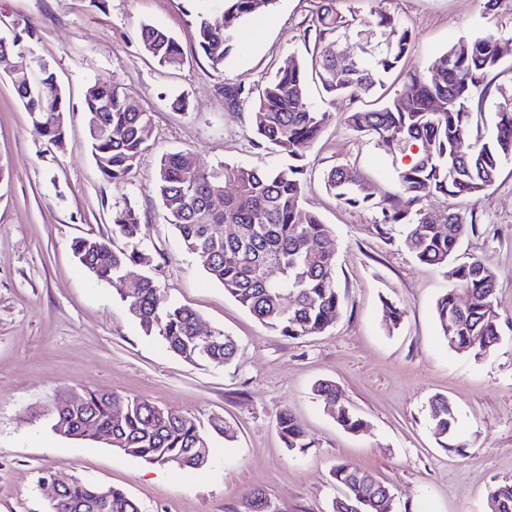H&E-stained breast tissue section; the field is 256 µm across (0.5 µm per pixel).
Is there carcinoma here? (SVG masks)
<instances>
[{"instance_id":"carcinoma-1","label":"carcinoma","mask_w":512,"mask_h":512,"mask_svg":"<svg viewBox=\"0 0 512 512\" xmlns=\"http://www.w3.org/2000/svg\"><path fill=\"white\" fill-rule=\"evenodd\" d=\"M223 3L221 22L213 23L202 14L197 20L198 48L214 67L223 66L236 51L242 22L273 0ZM140 39L160 65L183 63L180 44L164 28L144 23ZM302 39L312 47L307 58L290 60L257 86L224 85L230 107L245 105L254 111L253 145L271 149L288 162L272 168L222 163L201 169L178 151L161 157L155 178L163 219L174 227L185 251L206 257L203 269L211 280L262 325L289 338L326 331L336 322L341 304L336 254L325 248L331 227L301 207L308 182L305 151L330 118L311 102L309 85L318 84L332 97L363 102L384 89L387 76L402 66L412 32L391 13L377 11L362 17L353 10H337L336 0H316ZM338 42L350 44L352 60L336 58L333 46ZM501 65L494 35L463 37L438 54L427 70L405 73L412 94H397L381 107L347 113L346 122L354 131L375 138L395 156L410 154V162L396 169L400 186L396 197L376 198L359 171L348 165L332 167L322 176L325 190L341 205L379 210L375 224L379 234H388L395 224L403 226L407 250L419 262L445 270L453 286L437 300V321L450 346L477 358L500 341L494 276L480 257L453 264L463 237L476 232L478 218L446 203L484 192L495 183L502 163L512 159V86L500 81ZM11 82L39 134L48 143L63 146L66 97L55 72L36 58L27 79L19 83L13 76ZM490 98L495 105L493 131L488 137H475L474 124L484 116ZM82 111L99 173L115 186L126 184L148 148L149 114L134 105L118 81L90 84ZM429 198H438L445 206L430 209ZM144 229L138 210L127 203L112 211V237L126 239L131 248L117 249L101 237H77L71 250L97 280L122 284L120 295L136 308L135 319L145 335L160 338L173 354L191 363H231L238 352L234 337L216 330L209 341L199 340L197 312L167 301L152 275V255L138 248ZM133 267L141 272L132 274ZM272 270L278 278L270 277ZM314 391L326 405L340 401L331 382L316 384ZM118 402L123 403L124 413L116 418L112 406ZM429 417L433 434L447 440L455 425L448 399H433ZM48 418L59 435L78 437L90 425L112 434L113 448L126 455L192 470L198 468L197 450L210 457L212 435L230 439L235 433L222 419L205 426L192 415L175 416L147 400L97 390L85 391L78 405L56 401ZM336 423L349 432L365 425L350 408L336 416ZM277 427L288 450L312 447L290 413L280 414ZM332 475L343 488L342 496L333 501V512H350L361 497L367 503L365 512L391 510V501L380 497L384 485L371 474L342 461ZM99 493L100 485L76 479L63 489L62 499L85 504ZM111 497L110 512H140L123 490L112 488ZM488 503L489 512H512V481L495 485Z\"/></svg>"}]
</instances>
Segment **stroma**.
I'll use <instances>...</instances> for the list:
<instances>
[{
    "label": "stroma",
    "instance_id": "obj_1",
    "mask_svg": "<svg viewBox=\"0 0 512 512\" xmlns=\"http://www.w3.org/2000/svg\"><path fill=\"white\" fill-rule=\"evenodd\" d=\"M336 6L399 15L414 38L406 70L425 68L463 35L485 33L495 34L504 69L512 68V0L493 15L484 14L483 0ZM313 9L312 0H274L245 23L240 49L216 68L197 49L194 20L200 13L219 19L221 0H0V37L34 32L8 65L41 58L67 99L65 144L57 148L37 133L0 64V512H48L51 492L38 485L45 470L65 482L122 489L141 512H246L253 488L280 512H331L340 460L386 484L393 512H487L489 490L512 480V159L487 191L451 202L481 218L461 256L485 258L496 277L501 338L480 358L450 347L439 332L435 306L449 287L443 271L418 262L400 230L378 234L375 211L343 207L322 186L325 170L350 164L377 197L400 192V159L347 125L344 115L356 107L349 98L311 92L330 115L306 151L311 183L302 202L333 230L328 246L342 306L327 331L297 340L271 332L209 279L163 219L154 176L164 154L186 152L202 168L279 163L253 148L252 113L229 109L224 85L263 83L305 55L299 31ZM144 22L178 40L181 67H161L144 52ZM97 80L122 83L152 118L150 147L121 187L102 178L90 153L81 104ZM178 97L188 100L187 111L173 108ZM128 200L148 226L143 245L167 298L194 309L203 329L235 337L231 364L175 356L143 333L115 283L97 280L74 257L72 240L110 235L113 209ZM387 300L405 310L391 332ZM320 380L336 382L363 430L337 425L313 390ZM72 388L138 396L204 423L219 416L235 436H213L210 460L198 470L149 464L101 440L52 432L45 412ZM438 396L456 411L457 446H443L430 429ZM283 410L312 448L285 447L276 426Z\"/></svg>",
    "mask_w": 512,
    "mask_h": 512
}]
</instances>
